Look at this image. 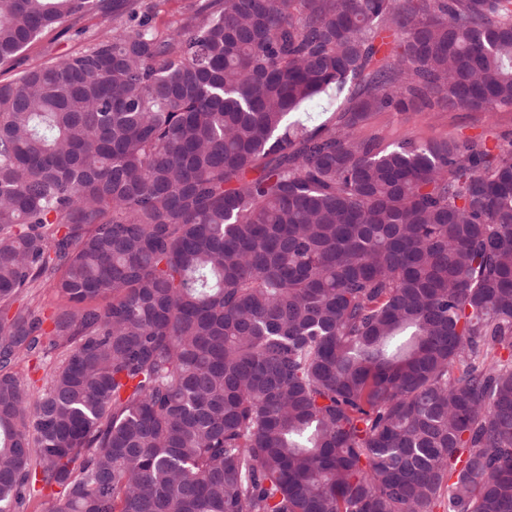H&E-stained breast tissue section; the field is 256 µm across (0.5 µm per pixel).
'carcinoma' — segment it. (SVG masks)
I'll list each match as a JSON object with an SVG mask.
<instances>
[{"instance_id":"cac0c4a2","label":"carcinoma","mask_w":512,"mask_h":512,"mask_svg":"<svg viewBox=\"0 0 512 512\" xmlns=\"http://www.w3.org/2000/svg\"><path fill=\"white\" fill-rule=\"evenodd\" d=\"M100 11L0 0V67ZM156 15L0 80V512H512V144L358 135L512 108V0ZM354 89L353 86H347L343 92L330 89L321 93L292 112L288 116V122H299L310 128L329 121L349 105Z\"/></svg>"}]
</instances>
